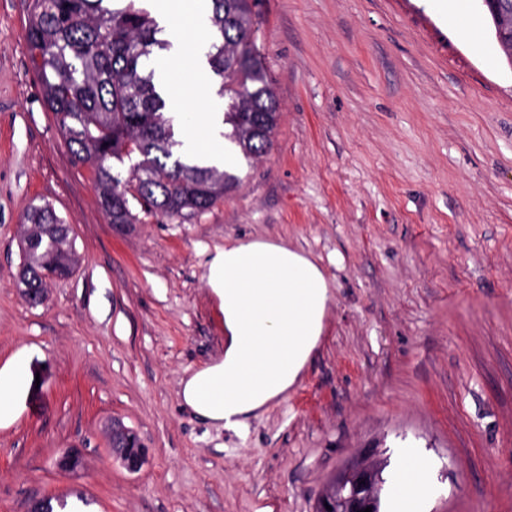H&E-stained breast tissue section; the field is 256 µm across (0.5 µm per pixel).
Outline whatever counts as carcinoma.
Masks as SVG:
<instances>
[{
    "label": "carcinoma",
    "instance_id": "carcinoma-1",
    "mask_svg": "<svg viewBox=\"0 0 512 512\" xmlns=\"http://www.w3.org/2000/svg\"><path fill=\"white\" fill-rule=\"evenodd\" d=\"M31 0L25 35L44 101L64 133L74 164L92 169L98 204L112 224H135L134 207L146 216L181 222L210 211L236 183L214 167L187 162L179 151L154 72L145 61L167 48L151 14L126 0ZM212 72L224 99V138L247 157L265 153L279 119V101L257 51L260 18L251 0H210ZM496 41L512 58V4L491 16ZM129 165L128 176L121 166ZM64 220L47 204L25 214L20 241L22 288L36 292L55 274L73 271L75 252ZM365 487L373 512H382L385 484L371 468ZM355 468L333 480L322 498L354 490Z\"/></svg>",
    "mask_w": 512,
    "mask_h": 512
}]
</instances>
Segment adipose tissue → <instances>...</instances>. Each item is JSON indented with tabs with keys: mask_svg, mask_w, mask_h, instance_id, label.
Instances as JSON below:
<instances>
[{
	"mask_svg": "<svg viewBox=\"0 0 512 512\" xmlns=\"http://www.w3.org/2000/svg\"><path fill=\"white\" fill-rule=\"evenodd\" d=\"M141 2L157 17L171 44L156 62L157 72L181 63L207 75L206 0H192L186 27L175 20L168 0ZM204 104L205 111L198 112L184 94H167V110L183 151L203 165L233 166L238 153L224 141V102L208 96ZM207 281L224 314V359L185 380L183 401L207 419L244 431L298 382L323 333L331 295L318 264L286 243L261 239L216 248ZM209 383L223 387V402L203 400Z\"/></svg>",
	"mask_w": 512,
	"mask_h": 512,
	"instance_id": "adipose-tissue-1",
	"label": "adipose tissue"
}]
</instances>
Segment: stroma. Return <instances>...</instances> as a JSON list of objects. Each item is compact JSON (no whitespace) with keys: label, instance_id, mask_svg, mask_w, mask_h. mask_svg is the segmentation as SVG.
I'll use <instances>...</instances> for the list:
<instances>
[{"label":"stroma","instance_id":"obj_1","mask_svg":"<svg viewBox=\"0 0 512 512\" xmlns=\"http://www.w3.org/2000/svg\"><path fill=\"white\" fill-rule=\"evenodd\" d=\"M28 0H0V512H315L371 460L424 459L419 512H512V64L481 0H258L280 101L271 147L189 223L120 226L74 165L33 73ZM71 228L73 274L32 307L23 215ZM315 259L332 303L298 385L247 433L185 408L182 380L224 357L207 284L225 239ZM121 419L147 461L108 457ZM80 449L82 464L53 461ZM18 384L19 376L16 371H0V418L2 414L9 412Z\"/></svg>","mask_w":512,"mask_h":512}]
</instances>
